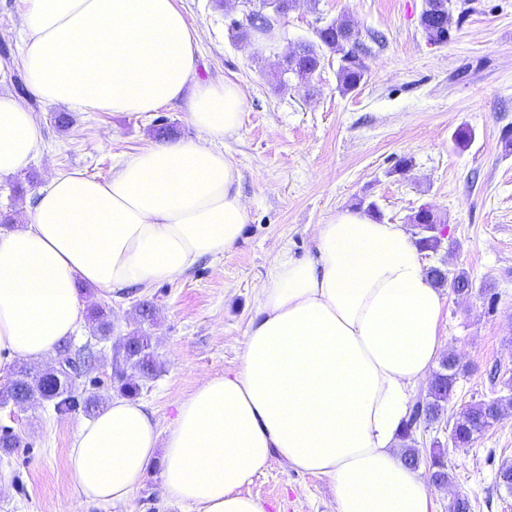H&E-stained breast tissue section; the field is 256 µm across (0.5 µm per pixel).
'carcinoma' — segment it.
I'll use <instances>...</instances> for the list:
<instances>
[{
    "mask_svg": "<svg viewBox=\"0 0 512 512\" xmlns=\"http://www.w3.org/2000/svg\"><path fill=\"white\" fill-rule=\"evenodd\" d=\"M419 23L427 42L442 45L451 39L459 20L454 18L448 0H424ZM316 37L318 43L302 44L284 59L277 73L279 83L285 85L294 79L302 81L311 75L319 68L323 59L321 48L326 47L340 54L337 70L339 89L344 93L356 90L365 77L366 66L358 52L360 31L355 23L346 16L341 17L318 29ZM410 222L418 225L414 236L419 250L433 253L438 251L442 238L439 231L433 228L437 223L434 214L418 211L410 218ZM427 275L435 287L449 286L459 296L467 295L471 287L469 278L463 271L449 277L430 268ZM88 318L95 327L97 339L111 342L119 392L128 397L140 395L143 382L154 378L158 371L151 337L142 331L112 339L111 309L105 305L90 308ZM90 349L88 344L76 350L72 344L65 343L57 348L54 362L72 360L81 363L90 354ZM458 375L459 365L454 357H445L440 363V369L433 374L426 398L419 399L412 405L403 433L404 439L414 442L417 425H429L441 418L445 405L453 394ZM76 380L77 377L64 371L46 368L42 372H35L27 364L20 363L13 369L10 383L0 389V405L11 402L26 405L40 400L53 403L57 412L80 407L86 416L91 417L99 409L102 398L88 395L78 399ZM511 408L512 400L505 402L501 398L468 405L453 424L451 438L454 445L472 443L492 422Z\"/></svg>",
    "mask_w": 512,
    "mask_h": 512,
    "instance_id": "cac0c4a2",
    "label": "carcinoma"
}]
</instances>
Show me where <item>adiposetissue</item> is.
Returning <instances> with one entry per match:
<instances>
[{"label":"adipose tissue","instance_id":"adipose-tissue-1","mask_svg":"<svg viewBox=\"0 0 512 512\" xmlns=\"http://www.w3.org/2000/svg\"><path fill=\"white\" fill-rule=\"evenodd\" d=\"M31 93L73 112L185 109L195 135L152 144L97 179L56 172L27 223L0 228V374L39 366L83 321L80 288L173 283L223 257L248 214L221 146L247 98L196 77L200 34L175 0H22ZM43 127L0 94V178L25 172ZM238 366L201 380L167 428L112 397L73 435L80 499L128 502L153 464L189 512H266L249 486L271 455L328 477L336 512H433L403 456L409 396L440 354L444 297L407 228L343 209L317 225L314 253L279 249L256 295Z\"/></svg>","mask_w":512,"mask_h":512}]
</instances>
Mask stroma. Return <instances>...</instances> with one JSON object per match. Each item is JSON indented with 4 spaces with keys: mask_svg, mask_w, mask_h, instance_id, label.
<instances>
[{
    "mask_svg": "<svg viewBox=\"0 0 512 512\" xmlns=\"http://www.w3.org/2000/svg\"><path fill=\"white\" fill-rule=\"evenodd\" d=\"M176 5L200 31L198 78L236 82L247 96L242 127L226 150L242 175L248 221L232 251L201 259L177 282L113 295L84 291L87 305L111 307L113 336L138 330L151 336L161 369L140 402L167 427L200 379L237 367L255 292L278 249L306 257L316 225L362 201L375 202L393 224L408 223L427 205L447 234L438 252L421 253L423 267L466 272L471 290L465 297L443 291L442 350L458 354L463 370L441 418L415 434L419 468L428 470L434 445L443 447L448 484L430 488L434 512H449L457 496L468 498L471 512H512V493L497 479L500 467L512 464V410L467 447L450 440L468 404L512 397V150L502 142L512 128V0H455L464 17L444 45L426 40L423 0H319L314 7L301 0L251 43L230 28L243 17L237 0L220 8L214 0ZM22 13L20 0H0V43L12 53L11 65L0 62V92L34 112L44 143L22 177L0 180L1 213L22 219L34 191L58 170L109 177L154 143L158 120L177 137H193L186 112L169 106L148 116L73 112L67 126H57L59 106L16 81L24 73ZM343 16L361 34L367 72L360 87L339 90V56L328 49L304 84L276 86L282 57ZM463 127L473 139L461 150L454 136ZM403 157L412 164L400 171ZM143 299L153 304L148 322L135 310ZM70 342L96 349L94 364L77 381L79 393L115 395L110 343L96 341L88 323ZM84 419L79 411L56 414L46 403L0 405V431L21 440L13 453L0 452V512H181L163 495L155 469L127 504L80 502L68 455ZM249 490L267 512H336L328 478L295 472L276 457Z\"/></svg>",
    "mask_w": 512,
    "mask_h": 512,
    "instance_id": "obj_1",
    "label": "stroma"
}]
</instances>
